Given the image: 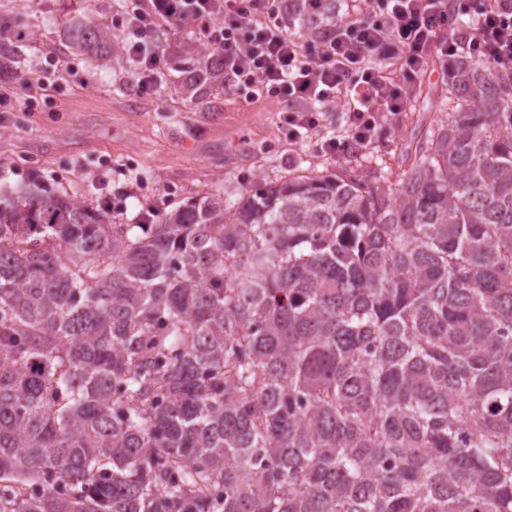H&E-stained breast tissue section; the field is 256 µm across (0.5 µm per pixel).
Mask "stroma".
<instances>
[{"label": "stroma", "mask_w": 512, "mask_h": 512, "mask_svg": "<svg viewBox=\"0 0 512 512\" xmlns=\"http://www.w3.org/2000/svg\"><path fill=\"white\" fill-rule=\"evenodd\" d=\"M129 0H0V17L23 14L27 24L14 77L0 101V186L38 183L91 204H108L118 188L129 191L125 218L141 209L169 210L204 191L231 198L272 184L297 164L314 171L351 167L360 172L406 170L407 155L429 128L447 120L440 101L448 66L434 58L405 112L378 124L365 146L340 154L323 150L327 135L343 134L344 114L330 111L304 139L289 140L281 105L274 99L242 104L217 77L187 87L189 33L169 37L157 91L139 87L137 63L123 50L115 26ZM112 25L118 50L110 71L66 41L74 21ZM31 92H24L20 79Z\"/></svg>", "instance_id": "stroma-1"}]
</instances>
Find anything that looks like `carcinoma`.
Here are the masks:
<instances>
[{
  "mask_svg": "<svg viewBox=\"0 0 512 512\" xmlns=\"http://www.w3.org/2000/svg\"><path fill=\"white\" fill-rule=\"evenodd\" d=\"M447 92L397 176L0 194V512H512V71Z\"/></svg>",
  "mask_w": 512,
  "mask_h": 512,
  "instance_id": "obj_1",
  "label": "carcinoma"
}]
</instances>
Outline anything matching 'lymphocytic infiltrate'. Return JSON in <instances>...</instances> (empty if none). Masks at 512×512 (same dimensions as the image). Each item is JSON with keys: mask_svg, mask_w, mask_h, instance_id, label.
<instances>
[{"mask_svg": "<svg viewBox=\"0 0 512 512\" xmlns=\"http://www.w3.org/2000/svg\"><path fill=\"white\" fill-rule=\"evenodd\" d=\"M472 59L512 70V0H461ZM302 13L312 38L295 31ZM448 0H136L122 18L125 48L142 87H158L165 54L161 32L189 31L224 57V85L247 103L281 101L290 139L319 127L345 107L348 139L326 138L344 151L370 142L379 118L406 111L433 57H456L448 38Z\"/></svg>", "mask_w": 512, "mask_h": 512, "instance_id": "1", "label": "lymphocytic infiltrate"}]
</instances>
